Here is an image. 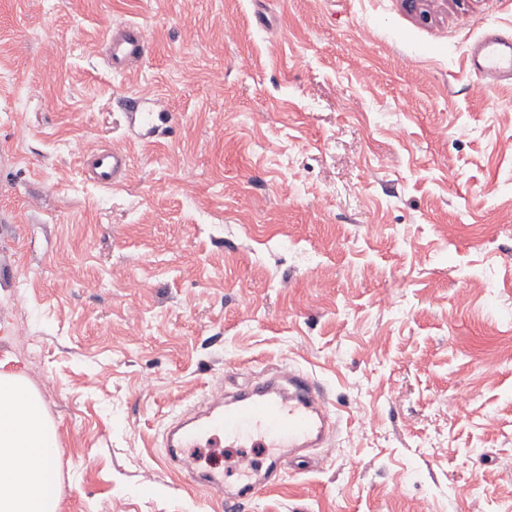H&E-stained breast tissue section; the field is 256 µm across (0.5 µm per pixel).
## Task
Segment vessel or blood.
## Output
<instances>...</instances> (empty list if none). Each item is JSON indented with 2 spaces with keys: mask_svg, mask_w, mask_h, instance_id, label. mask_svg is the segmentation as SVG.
I'll return each instance as SVG.
<instances>
[{
  "mask_svg": "<svg viewBox=\"0 0 512 512\" xmlns=\"http://www.w3.org/2000/svg\"><path fill=\"white\" fill-rule=\"evenodd\" d=\"M148 51L144 28L127 23L109 34L106 60L113 71L124 72ZM469 68L483 90L511 80L512 37L485 35L470 50ZM81 164L89 180L104 188L120 184L128 168L125 153L112 147L83 155ZM333 426L327 395L313 377L300 369H278L238 391H213L200 405L183 412L164 434L163 460L233 510L242 501L278 487L285 457L323 447ZM220 445L263 449L264 470L245 469L241 484L226 488L222 471L197 470L188 454L192 448Z\"/></svg>",
  "mask_w": 512,
  "mask_h": 512,
  "instance_id": "1",
  "label": "vessel or blood"
}]
</instances>
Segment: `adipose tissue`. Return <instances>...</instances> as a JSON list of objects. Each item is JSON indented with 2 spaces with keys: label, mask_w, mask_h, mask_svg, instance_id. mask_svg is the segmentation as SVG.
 <instances>
[{
  "label": "adipose tissue",
  "mask_w": 512,
  "mask_h": 512,
  "mask_svg": "<svg viewBox=\"0 0 512 512\" xmlns=\"http://www.w3.org/2000/svg\"><path fill=\"white\" fill-rule=\"evenodd\" d=\"M60 444L37 389L0 372V512H57Z\"/></svg>",
  "instance_id": "obj_1"
}]
</instances>
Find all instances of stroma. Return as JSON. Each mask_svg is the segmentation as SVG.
Listing matches in <instances>:
<instances>
[{
  "mask_svg": "<svg viewBox=\"0 0 512 512\" xmlns=\"http://www.w3.org/2000/svg\"><path fill=\"white\" fill-rule=\"evenodd\" d=\"M129 21L150 52L116 73ZM490 30L512 0H0V370L58 427L59 512H225L163 431L279 365L336 428L238 512H512V83L467 61ZM132 96L168 113L156 144ZM104 146L120 186L83 174ZM149 51L145 29L126 23L112 29L106 46V60L114 72H126L139 63ZM81 164L89 180L104 188L122 183L128 168L125 153L112 147L83 155Z\"/></svg>",
  "mask_w": 512,
  "mask_h": 512,
  "instance_id": "1",
  "label": "stroma"
}]
</instances>
